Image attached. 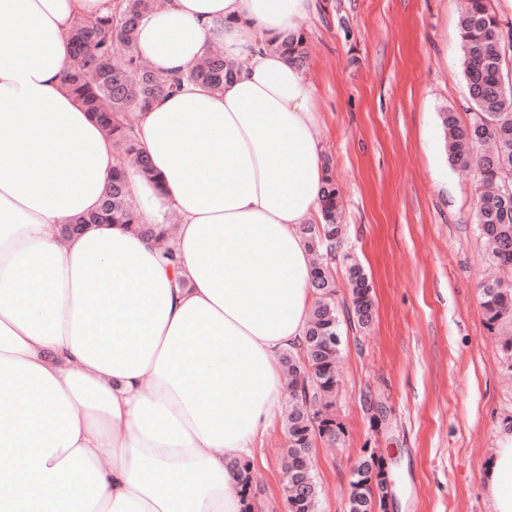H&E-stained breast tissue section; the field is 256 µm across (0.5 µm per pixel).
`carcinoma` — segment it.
<instances>
[{"mask_svg": "<svg viewBox=\"0 0 512 512\" xmlns=\"http://www.w3.org/2000/svg\"><path fill=\"white\" fill-rule=\"evenodd\" d=\"M157 0H115L112 15L80 17L70 34L72 60L63 81L76 101L112 137L119 163L112 169L100 208L72 219L74 224H123L139 233L155 235L130 201L125 162L132 160L146 177L154 176L139 150L132 113L180 88L199 83L213 92L224 90L233 66L224 55L209 52L178 77H167L148 64L139 51L137 31ZM462 73L472 112L463 123L456 113H440L448 160L455 166L474 167V224L492 261L504 276L479 284V307L488 326L503 332L504 360L512 368V85L505 78L507 54L512 52V23H502L491 0H467L460 18ZM303 33L276 45L288 62H306ZM136 79L129 80V75ZM340 192L330 175L320 191V223L304 227L310 251L316 256L311 287L318 300L310 312L303 348L282 360L288 375V410L284 430L287 480L283 487L288 512H317L320 488L311 467L317 439L341 442L343 429L332 414L338 379L336 364L342 344L340 308L358 328H367L375 313L369 274L358 263L346 270L350 302L339 304L333 260L344 235L337 223ZM382 461L366 452L357 461L350 485L348 512H384V499L373 498L371 483L381 478Z\"/></svg>", "mask_w": 512, "mask_h": 512, "instance_id": "carcinoma-1", "label": "carcinoma"}]
</instances>
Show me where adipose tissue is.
Segmentation results:
<instances>
[{"mask_svg":"<svg viewBox=\"0 0 512 512\" xmlns=\"http://www.w3.org/2000/svg\"><path fill=\"white\" fill-rule=\"evenodd\" d=\"M313 0H162L138 46L170 76L219 44L223 92L196 83L135 113L154 178L128 166L145 223L178 226L176 264L96 211L111 138L66 90L76 17L112 0H0V512H243L250 458L288 395L316 297L304 225L325 165L314 90L276 45ZM512 512V428L484 462Z\"/></svg>","mask_w":512,"mask_h":512,"instance_id":"adipose-tissue-1","label":"adipose tissue"}]
</instances>
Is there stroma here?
<instances>
[{
	"mask_svg": "<svg viewBox=\"0 0 512 512\" xmlns=\"http://www.w3.org/2000/svg\"><path fill=\"white\" fill-rule=\"evenodd\" d=\"M324 161L341 190L342 252L372 278L369 329L341 325L336 446L317 441L319 512H347L364 450L386 464L388 512H491L483 463L512 425V371L478 285L477 173L450 165L440 114L467 121L458 0H315L302 24ZM286 437L252 464L254 512H288Z\"/></svg>",
	"mask_w": 512,
	"mask_h": 512,
	"instance_id": "stroma-1",
	"label": "stroma"
}]
</instances>
